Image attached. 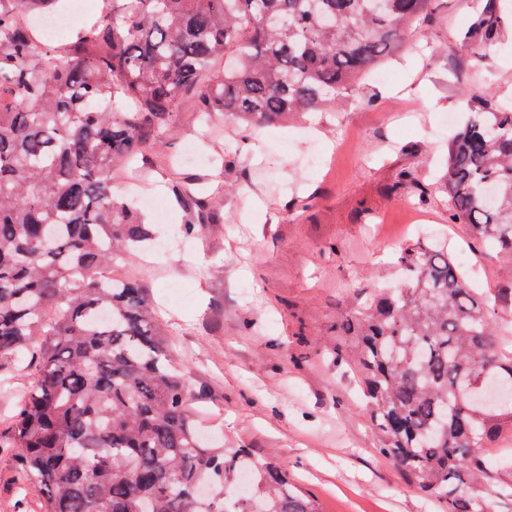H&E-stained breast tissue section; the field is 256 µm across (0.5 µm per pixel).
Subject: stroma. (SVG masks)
<instances>
[{"instance_id":"1","label":"stroma","mask_w":512,"mask_h":512,"mask_svg":"<svg viewBox=\"0 0 512 512\" xmlns=\"http://www.w3.org/2000/svg\"><path fill=\"white\" fill-rule=\"evenodd\" d=\"M476 2L436 0L336 111L253 130L221 117L208 126L190 97L177 132L134 162L163 187L161 210L145 213L154 239L180 234L194 203L214 215L196 225L190 250L152 262L145 243L116 261L146 285L206 395L204 434L286 466L322 512H442L379 454L356 376L335 355L339 317L364 293L400 284L417 222L461 257L498 330L512 332V256L449 223L443 187L448 144L471 112L486 99L512 105V24L487 36ZM15 464L14 449L0 447V512H41Z\"/></svg>"}]
</instances>
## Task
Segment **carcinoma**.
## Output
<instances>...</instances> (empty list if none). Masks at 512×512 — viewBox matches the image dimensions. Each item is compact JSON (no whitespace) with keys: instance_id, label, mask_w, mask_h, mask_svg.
<instances>
[{"instance_id":"1","label":"carcinoma","mask_w":512,"mask_h":512,"mask_svg":"<svg viewBox=\"0 0 512 512\" xmlns=\"http://www.w3.org/2000/svg\"><path fill=\"white\" fill-rule=\"evenodd\" d=\"M57 0H0V363L33 360L0 429L43 512H321L287 470L207 444L202 408L148 289L115 268L149 236L114 197L112 168L175 132L194 93L205 121L249 126L336 108L432 0H112L60 45L19 15ZM234 65L207 81L212 63ZM450 219L512 253V109L486 99L452 140ZM402 287L340 318L379 452L444 512H489L493 454L512 401L475 402L482 376L512 388V354L453 256L419 241ZM251 484L224 495L244 471Z\"/></svg>"}]
</instances>
